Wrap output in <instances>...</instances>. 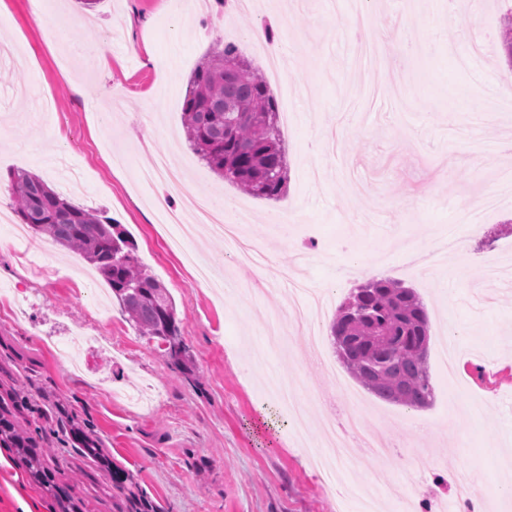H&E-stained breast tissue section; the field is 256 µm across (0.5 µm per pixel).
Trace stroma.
<instances>
[{
    "mask_svg": "<svg viewBox=\"0 0 512 512\" xmlns=\"http://www.w3.org/2000/svg\"><path fill=\"white\" fill-rule=\"evenodd\" d=\"M60 2L65 17L83 16L52 38L31 0H0V209L13 212L7 185L19 169L60 188L51 157L65 158L77 183L72 203L101 211L136 245L146 272L173 297L181 339L194 367L186 373L157 342L140 336L118 302L99 316L80 275L87 262L53 247L48 271L31 267L41 236L26 253L14 250L0 224V394L20 427L49 449V471L70 489L77 512H115L112 465L132 473L159 512H363L364 495L376 512H440L454 483L468 474L489 512H512V283L489 284L491 261L512 262V204L484 226L457 223L477 196L494 192V174L511 165L497 142L512 139V106L502 93L512 71L502 58L500 20L512 0H464L455 22L442 26L429 0H365L379 22L366 23L362 41L384 58L402 40L416 41L418 71L405 93L397 72L360 66L330 16L351 19L327 0H290L295 23L278 25L281 0H256L249 11L221 15L216 0L206 14L179 18L172 0ZM275 26L298 79L288 125L283 195L267 200L244 193L214 173L190 148L182 106L194 69L234 42L256 69L264 56L248 38L255 26ZM107 41L112 71L94 70L86 45ZM482 51L478 67L457 68L455 54ZM170 62L155 89L151 58ZM489 150L480 163L470 139ZM176 150L198 192L224 197L251 211L248 233L270 265L264 276L226 252L223 238L203 240V254L224 266L232 286L223 295L198 283L165 242L175 229L152 206V188L139 174L159 151ZM298 223L277 224L283 210ZM466 236L470 259L448 257L435 270L381 260L397 240L425 249L436 229ZM318 256L301 270L309 287L330 289L341 303L358 286L349 266L361 261L381 276L415 288L427 308L428 366L433 403L414 410L357 388L366 426L380 427L399 445L396 460L374 459L346 473L349 492L327 487L287 413L263 393L268 367L303 391L332 393L311 352L294 343L288 353L266 350L263 327L286 315L288 288L278 272L297 253ZM83 330L110 336L113 352L91 351L82 375L61 364L47 339ZM456 395H449L450 382ZM273 429L255 431L259 417ZM81 425L102 442L108 463L83 457L71 439ZM0 512H62L60 503L30 479L13 449L0 450Z\"/></svg>",
    "mask_w": 512,
    "mask_h": 512,
    "instance_id": "obj_1",
    "label": "stroma"
}]
</instances>
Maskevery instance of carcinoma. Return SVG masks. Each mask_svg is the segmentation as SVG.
<instances>
[{
    "label": "carcinoma",
    "mask_w": 512,
    "mask_h": 512,
    "mask_svg": "<svg viewBox=\"0 0 512 512\" xmlns=\"http://www.w3.org/2000/svg\"><path fill=\"white\" fill-rule=\"evenodd\" d=\"M501 28L505 61L512 67V10L503 15ZM277 114L266 78L227 43L193 71L183 125L190 147L211 170L255 197L277 199L284 192L287 174ZM9 180L21 223L87 259L139 334L175 342L179 348L170 358L187 365L176 307L167 288L141 268L133 244L116 225L73 204L36 175L17 170ZM331 333L348 373L377 398L417 409L432 404L429 317L414 289L390 278L369 280L339 306ZM10 414L0 406V445L15 449L30 475L55 489L45 454ZM73 433L84 455L104 458L97 440L78 426ZM112 488L117 491L116 512H158L132 474L112 468Z\"/></svg>",
    "instance_id": "1"
}]
</instances>
